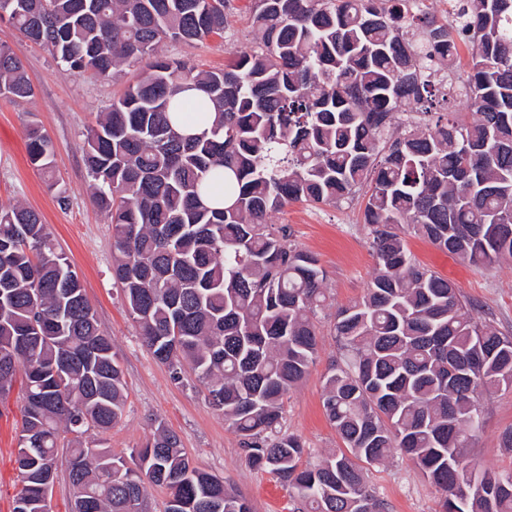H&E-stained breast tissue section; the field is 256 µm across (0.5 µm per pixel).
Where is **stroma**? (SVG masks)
Listing matches in <instances>:
<instances>
[{"instance_id": "1", "label": "stroma", "mask_w": 512, "mask_h": 512, "mask_svg": "<svg viewBox=\"0 0 512 512\" xmlns=\"http://www.w3.org/2000/svg\"><path fill=\"white\" fill-rule=\"evenodd\" d=\"M249 6V0H228L223 37L192 44L168 42L162 55L205 70L223 69L229 50H247L255 43ZM0 43L22 60L35 88L34 97L25 102L0 100V203L19 201L41 213L77 271L101 329L111 336L126 382L122 419L107 433L89 432L86 442L127 455L141 448L160 421L179 436L194 466L223 478L249 501L252 512H308V505L298 502L286 483L246 462L238 433L209 405L193 373L174 377L154 359L112 279V226L89 197L82 146L98 114L136 80L138 68H127L116 80L73 75L6 23H0ZM33 123L55 146L53 176L65 189V200H58L47 187L48 177L30 162L27 129ZM366 200L361 189L333 204L292 202L268 218L285 229L294 245L314 254L326 275L327 306L320 315L318 352L305 378L285 396L282 408V429L302 440L307 449L304 460L310 464L342 446L323 413L322 395L325 378L340 357L330 320L337 308L363 297L375 274L363 222ZM404 238L421 264L448 279L472 302L476 319L493 322L501 333L512 336V264L479 270L413 231H406ZM481 403V428L467 455L499 473H512V448L502 442L504 432L512 428V389L482 395ZM21 409L22 391L16 383L0 398V512H12L20 489L15 458ZM368 483L385 500L388 512H442L443 491L401 456L370 468Z\"/></svg>"}]
</instances>
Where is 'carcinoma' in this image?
I'll return each instance as SVG.
<instances>
[{"instance_id":"carcinoma-1","label":"carcinoma","mask_w":512,"mask_h":512,"mask_svg":"<svg viewBox=\"0 0 512 512\" xmlns=\"http://www.w3.org/2000/svg\"><path fill=\"white\" fill-rule=\"evenodd\" d=\"M419 2L251 0L258 41L209 71L159 48L224 37L225 0H0V22L69 71L108 79L145 63L83 144L92 201L112 224L113 278L153 357L176 375L189 367L247 462L313 512H386L360 463L396 451L445 493L443 512H512V474L464 452L479 395L512 388V337L476 320L402 236L478 269L512 262V0H448V25L417 15ZM462 45L467 116L400 121L403 106L432 103ZM188 84L203 97L177 99ZM32 95L0 44V96ZM27 138L53 177V142L37 126ZM363 186L377 269L362 300L336 312L341 358L322 401L346 450L308 466L281 407L318 351L325 273L266 218ZM216 189L233 196L222 209L202 201ZM19 371L12 512H46L62 463L72 512H145L149 486L167 490L166 512H251L161 422L133 468L82 441L121 420L122 370L41 215L11 202L0 204L1 397Z\"/></svg>"}]
</instances>
